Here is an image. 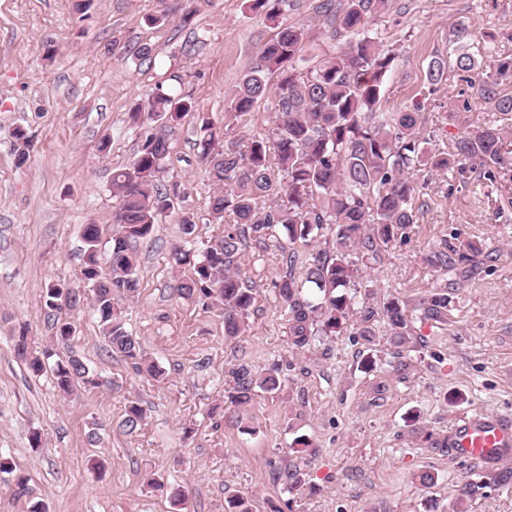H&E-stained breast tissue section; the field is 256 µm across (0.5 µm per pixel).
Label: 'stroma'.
Returning <instances> with one entry per match:
<instances>
[{
	"mask_svg": "<svg viewBox=\"0 0 512 512\" xmlns=\"http://www.w3.org/2000/svg\"><path fill=\"white\" fill-rule=\"evenodd\" d=\"M247 0H94L86 13L73 0H0V512H176L182 489L190 512H224L244 494L252 512H449L468 482L478 484L468 512H512V457L477 464L443 446L458 419L475 412L512 418V170L497 185L478 173L443 180L420 172L425 205L402 242L360 261L358 300L372 306L398 297L411 306V335L394 347L385 322L365 340L356 322L298 350L272 282L284 269L282 226L262 247L243 252L240 267L257 289L246 336L224 337L215 303L183 300L171 287V259L184 218L195 221L193 245L204 249L222 227L208 221L214 187L198 162L202 119H224V97L256 62L274 31ZM471 32H512V0H392L372 29L395 51L382 107L421 110L441 142L498 120L463 80L450 35L455 21ZM149 46L142 58L137 50ZM448 77L430 85L434 58ZM175 87L194 102L168 131L164 184H178L174 207L152 243L140 244L139 291L120 299L127 325L164 373L156 381L131 360L112 355L90 302L70 318L75 334L59 354L79 356L98 380L65 397L51 374L32 376L12 338L29 327L37 345L53 331L44 290L79 287L83 225L102 231L108 250L119 199L112 170L128 166L160 124L130 126L128 114L158 89ZM33 141L17 166L12 132ZM108 152H99L102 138ZM479 242L494 260L478 259L468 278L427 265L431 248ZM448 286L441 320L418 303ZM277 368V393L231 402L233 366ZM147 417L139 430L120 425L128 401ZM42 435L32 447V432ZM100 441L90 444V433ZM306 438L297 450L296 438ZM296 470L290 487L284 474ZM430 473L433 484L418 476ZM25 476L29 495L15 493ZM162 484L146 485V475Z\"/></svg>",
	"mask_w": 512,
	"mask_h": 512,
	"instance_id": "1",
	"label": "stroma"
}]
</instances>
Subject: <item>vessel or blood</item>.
Returning a JSON list of instances; mask_svg holds the SVG:
<instances>
[{
  "label": "vessel or blood",
  "mask_w": 512,
  "mask_h": 512,
  "mask_svg": "<svg viewBox=\"0 0 512 512\" xmlns=\"http://www.w3.org/2000/svg\"><path fill=\"white\" fill-rule=\"evenodd\" d=\"M454 456L489 463L512 453V421L490 415L463 416L448 437Z\"/></svg>",
  "instance_id": "1"
}]
</instances>
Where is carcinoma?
<instances>
[{
	"label": "carcinoma",
	"mask_w": 512,
	"mask_h": 512,
	"mask_svg": "<svg viewBox=\"0 0 512 512\" xmlns=\"http://www.w3.org/2000/svg\"><path fill=\"white\" fill-rule=\"evenodd\" d=\"M391 7L390 0H322L318 21L342 42L336 56L302 73L306 43L312 27L287 23L290 0H249L247 8L264 15L276 33L259 51L255 65L224 99V125L251 112L255 104L275 91L270 127L254 133L246 145L225 137L209 121L199 129L200 162L216 191L210 200L209 221L224 225L222 235L198 252L189 237L195 223L182 220V244L172 256L190 275L178 278L173 294L181 299L213 300L224 310V337L243 335L254 312L256 288L239 267L240 254L251 234L276 224L286 231L280 245L287 271L272 281L278 302L287 312L293 346L303 349L315 336L339 334L352 317L361 323L360 335H375L374 322L383 319L391 342L402 346L408 336L407 303L393 298L375 308L358 305L353 292L357 261L353 256L376 257L417 223V172L442 174L480 170L493 184L512 167L506 143L512 128L497 123L464 130L452 146L443 145L427 130L420 112L382 110L384 86L392 74L396 53L380 49L370 25ZM458 43L456 66L469 74L479 96L500 114L512 115V95L501 86L512 84V57L499 56L487 71L485 60L469 52L474 34L464 26L452 27ZM277 76L270 87L268 76ZM193 109V102L176 88L158 92L147 112L163 123L148 136L132 163L112 171V190L120 198L112 216V245L107 262L100 258V230L83 226L85 243L81 282L91 293L92 308L113 354L134 361L156 379L161 370L146 361L140 340L127 327L118 297H133L139 290L136 245L152 239L155 225L178 196L177 185L161 184L168 154L165 128ZM32 141L27 132L14 131L13 150L18 166L28 158ZM336 230V247H320L327 230ZM482 249L468 243L462 249L433 250L425 261L456 272L460 264ZM81 296L74 288L53 283L46 288L44 305L52 317V341L70 340L74 327L68 311ZM448 307V285L433 289L420 303L423 316L438 319ZM15 354L39 375L54 359L55 388L65 396L75 388L95 386L87 365L74 355L55 357L50 346L38 349L23 330L16 336ZM232 402L249 403L255 389L275 393L281 387L277 372H258L250 365L232 369ZM146 410L136 401L126 406L122 426L137 431Z\"/></svg>",
	"instance_id": "1"
}]
</instances>
